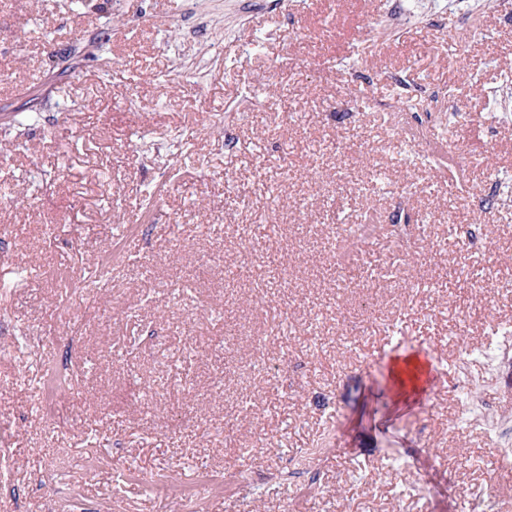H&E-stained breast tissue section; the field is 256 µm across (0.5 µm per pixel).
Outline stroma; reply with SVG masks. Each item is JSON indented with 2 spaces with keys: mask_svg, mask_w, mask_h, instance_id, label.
<instances>
[{
  "mask_svg": "<svg viewBox=\"0 0 512 512\" xmlns=\"http://www.w3.org/2000/svg\"><path fill=\"white\" fill-rule=\"evenodd\" d=\"M403 87L433 95L394 122ZM32 93L0 113V512H512V0H0V109Z\"/></svg>",
  "mask_w": 512,
  "mask_h": 512,
  "instance_id": "1",
  "label": "stroma"
}]
</instances>
